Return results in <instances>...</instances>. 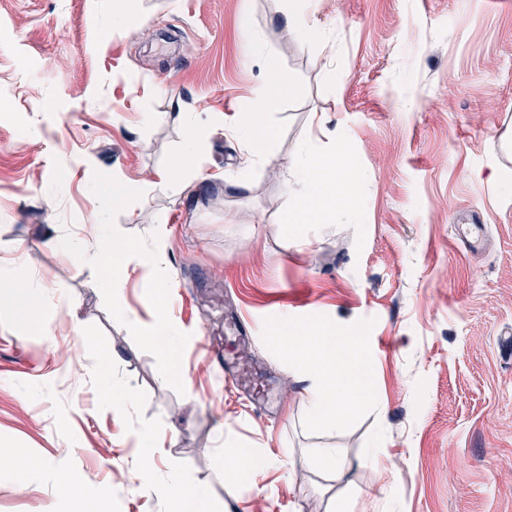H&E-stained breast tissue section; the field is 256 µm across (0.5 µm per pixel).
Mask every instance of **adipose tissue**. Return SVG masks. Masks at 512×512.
<instances>
[{
  "instance_id": "adipose-tissue-1",
  "label": "adipose tissue",
  "mask_w": 512,
  "mask_h": 512,
  "mask_svg": "<svg viewBox=\"0 0 512 512\" xmlns=\"http://www.w3.org/2000/svg\"><path fill=\"white\" fill-rule=\"evenodd\" d=\"M269 75L257 94L250 110L240 118L239 131L247 143L246 164H253L268 151L273 134L259 122V115L276 108L285 79L276 65H269ZM299 178L303 193L296 198L286 216L289 231H298L302 225L314 224L351 211L352 201L359 187V165L354 153L346 145H338L330 153L318 151L311 144L299 150ZM132 251L124 238L112 235L101 238L94 255L72 252L76 266L94 260L101 271L105 285H113L117 264ZM0 308L10 312L24 324H31L34 315L42 309L36 289L22 285L8 274L0 275ZM314 343L299 336L284 337L289 353L315 375L316 384L309 397L312 419L323 421L330 428L346 425L365 392L350 394L345 381L357 373L362 365V339L358 336L337 338L323 335L320 328H312ZM159 488L170 504V512H210L206 491L179 473H171L160 481Z\"/></svg>"
}]
</instances>
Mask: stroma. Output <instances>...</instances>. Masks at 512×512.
Returning a JSON list of instances; mask_svg holds the SVG:
<instances>
[{
	"label": "stroma",
	"instance_id": "1",
	"mask_svg": "<svg viewBox=\"0 0 512 512\" xmlns=\"http://www.w3.org/2000/svg\"><path fill=\"white\" fill-rule=\"evenodd\" d=\"M291 7L319 40L288 27ZM270 61L286 79L263 116L274 140L247 168L238 119ZM509 138L512 0H0V270L44 309L36 329L0 312V445L46 464L0 471V512H169L134 481L146 464L204 487L212 512H512ZM305 142L355 154V221L285 230ZM175 164L199 180L168 181ZM119 186L138 192L116 206ZM463 210L486 224L480 253L455 234ZM113 230L152 264L108 291L71 254ZM153 280L172 368L152 342ZM228 301L255 324L270 406L196 347ZM314 324L362 337L369 366L336 430L310 422L314 377L273 341ZM103 356L136 397L126 412L100 396ZM228 448L269 463L227 478ZM321 448L345 473L314 461Z\"/></svg>",
	"mask_w": 512,
	"mask_h": 512
}]
</instances>
